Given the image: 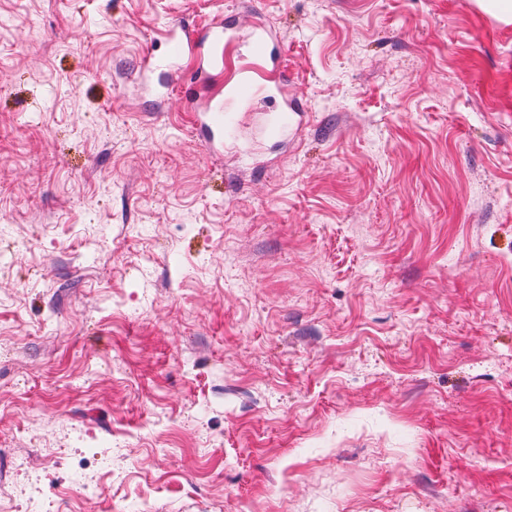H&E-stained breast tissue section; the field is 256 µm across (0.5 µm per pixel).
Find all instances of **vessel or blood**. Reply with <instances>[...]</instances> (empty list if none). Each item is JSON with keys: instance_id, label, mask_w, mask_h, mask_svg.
Wrapping results in <instances>:
<instances>
[{"instance_id": "1", "label": "vessel or blood", "mask_w": 512, "mask_h": 512, "mask_svg": "<svg viewBox=\"0 0 512 512\" xmlns=\"http://www.w3.org/2000/svg\"><path fill=\"white\" fill-rule=\"evenodd\" d=\"M164 54L143 55L137 75L144 81L160 77L165 91L186 88L200 96L193 134L213 154L223 153L241 123L240 111L250 105L264 85H271L279 109L266 118L263 131L271 137L294 133L304 121L296 98L288 94V58L273 28L256 19L243 23L236 14L220 15L207 24L168 23L161 31ZM251 58L252 66L239 68L224 84L223 99L206 95L215 72L226 68L229 51Z\"/></svg>"}]
</instances>
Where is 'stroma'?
Returning a JSON list of instances; mask_svg holds the SVG:
<instances>
[{"label": "stroma", "mask_w": 512, "mask_h": 512, "mask_svg": "<svg viewBox=\"0 0 512 512\" xmlns=\"http://www.w3.org/2000/svg\"><path fill=\"white\" fill-rule=\"evenodd\" d=\"M239 0H0L12 512H512V20L255 0L306 111L211 157L132 82ZM238 148V149H239Z\"/></svg>", "instance_id": "stroma-1"}]
</instances>
